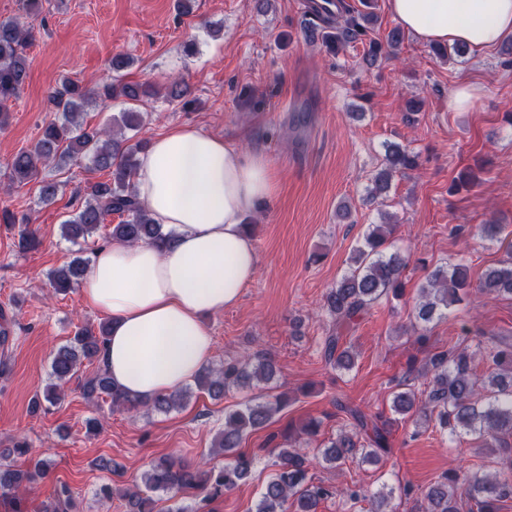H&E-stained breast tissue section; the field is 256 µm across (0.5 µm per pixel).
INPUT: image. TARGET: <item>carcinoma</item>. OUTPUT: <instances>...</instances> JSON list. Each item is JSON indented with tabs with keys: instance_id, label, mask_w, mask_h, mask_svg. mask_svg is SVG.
Listing matches in <instances>:
<instances>
[{
	"instance_id": "obj_1",
	"label": "carcinoma",
	"mask_w": 512,
	"mask_h": 512,
	"mask_svg": "<svg viewBox=\"0 0 512 512\" xmlns=\"http://www.w3.org/2000/svg\"><path fill=\"white\" fill-rule=\"evenodd\" d=\"M307 12L317 16L321 23H330V30L318 32L319 26H307L310 41L321 38L336 50L358 41L369 40L364 61L372 66L380 55L397 54L404 39V32L391 29L385 42L368 39L378 17L373 12L357 15L347 10L334 11L319 0H306ZM32 27L17 19L0 21V126L5 125L1 114L8 111L9 102L17 99L29 78V62L25 46L32 40ZM132 66L126 55H115L110 69L116 73L112 81L93 90H87L75 81L65 78L49 95L55 111L62 119L52 120L44 127L41 138L29 150H20L5 163L12 183H22L39 176L42 168L54 162L61 166L67 161L77 162L90 157L96 170L106 172L110 178L88 187L84 202L62 224L64 236L70 241L88 240L102 226L108 216L122 217L111 225L109 238L129 244L149 242L163 244L169 235L155 223L139 202L132 183L137 167V154L145 148L143 142L133 146L123 145L106 129H83L78 117L86 104L98 100L108 101L123 97L129 102H139L148 94L144 85L125 83L122 72ZM418 167V155L398 144L385 145L383 167L373 176L368 194L373 199L384 198L390 189L395 173ZM393 225L375 224L368 228L363 241L353 250L352 268L325 294L323 308L334 319L336 330L350 327L355 318L389 295L398 298L404 291L403 276L409 258L387 245ZM87 262L73 258L66 265L50 274V286L58 294L74 288L85 276ZM465 265L447 262L437 267L426 283L420 287V303L417 319L428 323L445 316L448 309L464 301L468 288L472 287ZM473 287L488 297L512 296V249L507 258L489 268ZM110 331L107 322L98 328L80 327L69 343L58 347L51 359L52 382L44 394V400L55 404L60 400L58 388L72 380L83 362L99 360L105 350ZM340 336L331 334L324 343L325 360L339 369L349 370L353 360L345 349H340ZM492 363L493 370L478 376L474 370L477 359ZM431 379L425 389L416 392V378L406 377L397 387L393 410L425 424H434L440 432L452 438L474 436L484 441L500 443L507 454L504 466L494 472L466 473L452 470L441 480L431 484L423 493L418 512H497L503 499L512 498V446L506 438L512 437V346L485 349L478 345L442 351L428 359ZM274 374L272 359L257 353L254 359L229 360L219 370L205 368L196 378V387L206 391L213 399H219L232 389L253 388L269 381ZM85 397L97 399L104 394L114 408H136L134 402L115 387L107 373H99L82 384ZM183 405V394H161L146 407L158 412H168ZM282 407L280 398L275 400H251L238 408L224 412V429L216 436L215 453L227 458L222 466L196 467L173 456L163 457L143 472L140 482L127 489V512H155L156 499L152 493L196 491L204 495L203 501H212L234 490L252 471L256 456L240 451L243 435L248 431L264 428ZM346 414L351 430H340L320 449L321 463L334 469L348 460L361 457L370 462L387 453L392 421L380 414L368 415L357 407L339 404ZM28 446L19 442L13 448L0 453V498L16 505L21 512V493L31 492L38 482L48 475L46 459L31 460L26 468H18L11 461L16 454L27 455ZM274 472L264 485L252 512H316L319 502L340 495L352 504L367 498L357 486L336 489L316 482L310 475L311 462L295 448L282 446L277 449L273 462ZM75 499L72 490L62 484L53 497L42 502V512H74Z\"/></svg>"
}]
</instances>
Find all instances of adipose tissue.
<instances>
[{
  "label": "adipose tissue",
  "instance_id": "ef3b65f1",
  "mask_svg": "<svg viewBox=\"0 0 512 512\" xmlns=\"http://www.w3.org/2000/svg\"><path fill=\"white\" fill-rule=\"evenodd\" d=\"M420 41L462 44L475 54L512 38V0H388ZM139 200L169 243L100 248L85 276V304L109 318L101 363L112 382L146 402L178 392L214 355L207 316L235 305L257 270L244 226L269 201L275 177L257 153L174 127L140 156Z\"/></svg>",
  "mask_w": 512,
  "mask_h": 512
}]
</instances>
